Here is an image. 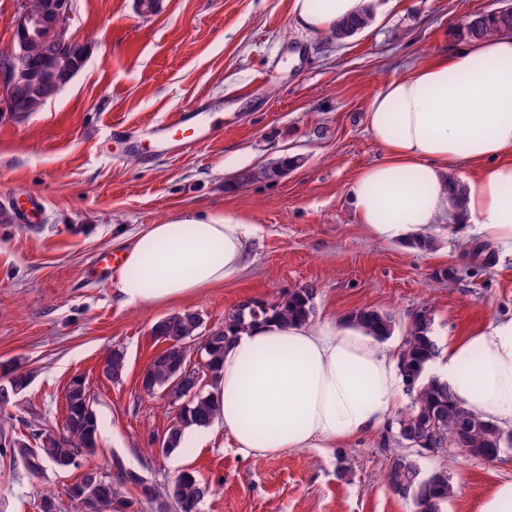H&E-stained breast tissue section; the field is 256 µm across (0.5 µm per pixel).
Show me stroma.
<instances>
[{
    "mask_svg": "<svg viewBox=\"0 0 512 512\" xmlns=\"http://www.w3.org/2000/svg\"><path fill=\"white\" fill-rule=\"evenodd\" d=\"M70 5L69 33L88 46L85 68L37 112L0 116V198L22 188L44 203L37 228L0 223V362L34 373L0 410V437L28 441L59 429L66 386L81 375L101 429L95 466L117 454L159 483L193 470L209 487L199 512H413L382 479L396 445L389 427L328 454L252 460L214 424L159 456L148 440L164 436L175 411L144 393L140 378L165 347L152 333L159 319L191 310L209 328L244 300L272 301L307 285L317 290L316 320L359 308L390 314L393 346L423 307L440 344L512 316V255L454 234L434 235L428 250L375 242L348 197L353 177L380 157L366 123L372 97L460 45L463 24L499 0H369L371 24L341 42L297 27L292 0H159L151 13L138 0ZM199 102L215 120L208 141L168 154L144 138L108 149L112 127L143 129ZM289 157L296 166L278 177L238 181ZM223 210L250 230L233 281L127 306L110 280L90 274L100 252H122L149 225ZM115 346L126 358L113 380L101 364ZM420 465L452 474L445 512H475L494 485L512 480V448L491 461L450 452ZM80 474L48 464L31 476L0 447V512H40L49 492L61 512H78L68 489Z\"/></svg>",
    "mask_w": 512,
    "mask_h": 512,
    "instance_id": "1",
    "label": "stroma"
}]
</instances>
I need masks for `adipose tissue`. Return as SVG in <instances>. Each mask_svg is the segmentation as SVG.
Here are the masks:
<instances>
[{"label": "adipose tissue", "instance_id": "1", "mask_svg": "<svg viewBox=\"0 0 512 512\" xmlns=\"http://www.w3.org/2000/svg\"><path fill=\"white\" fill-rule=\"evenodd\" d=\"M367 0H292L297 25L325 35ZM381 158L348 186L368 236L424 241L452 214L468 239L512 255V32L436 55L386 82L368 109ZM473 177L459 175V166ZM249 234L236 212L149 225L125 254L114 292L126 305L188 297L242 271ZM454 403L512 429V316L449 338L425 369ZM215 395L217 423L249 459L327 453L380 429L400 409L398 354L334 321L260 322L233 337Z\"/></svg>", "mask_w": 512, "mask_h": 512}]
</instances>
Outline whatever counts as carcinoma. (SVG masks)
<instances>
[{
    "instance_id": "carcinoma-1",
    "label": "carcinoma",
    "mask_w": 512,
    "mask_h": 512,
    "mask_svg": "<svg viewBox=\"0 0 512 512\" xmlns=\"http://www.w3.org/2000/svg\"><path fill=\"white\" fill-rule=\"evenodd\" d=\"M371 22L372 14L367 10L357 18L336 24L328 39L337 42L350 38ZM511 30L512 5L504 3L488 13L473 16L460 29V36L472 40L497 31ZM27 47V53L14 60L15 67L24 74L14 82L11 93L15 106L30 113L54 98L71 83V79L59 72L62 48L57 42L36 37L28 41ZM296 163L297 160L290 159L278 167L245 172L241 182L276 176ZM315 295L316 290L307 287L290 290L271 302L248 300L225 315L223 323L206 333L202 330L199 314L190 310L157 321L153 332L167 342V347L160 356L153 358L145 370L144 387L152 395H165L173 402L181 403V410L161 440H149V444L158 445L155 452L171 454L179 449L186 428H205L213 423L218 402L215 393H206L203 388L208 383L217 386L223 367L224 347L232 336L260 319L278 318L284 322L296 318L311 319L315 314ZM345 324L380 342L390 339L394 333L392 317L371 308L350 312L345 317ZM432 325V311L427 307L421 308L413 315L410 328L400 343L398 366L408 402L392 420L397 443L402 448L393 450L383 474L390 491L411 500L415 512H443L455 492L453 478L447 471L425 474L419 458L444 455L453 448L470 458L489 460L512 447V430L505 431L454 405L448 396L447 386L425 379V365L438 353ZM196 351L204 361V377L182 387L174 385L176 377L191 362L192 353ZM105 363L111 378H118L125 368L124 351L112 349ZM31 376L32 372L15 360L3 364L1 408L12 404L18 394L28 388ZM36 438L40 439L36 462L26 459L27 442H22L20 448L16 447L19 440L8 442L11 456L22 460L33 476L39 475L46 463L61 469L78 468L98 454L99 422L93 410V397L83 377L74 376L67 385L66 416L59 430L39 433ZM130 486L140 490L142 498L153 506V512H198L207 492V486L192 470H182L158 486L143 474L127 468L122 457L115 454L107 471L88 466L78 481L69 487L68 496L80 508L81 497L91 493L105 504L103 512H112L114 508L120 510L133 505L124 495Z\"/></svg>"
}]
</instances>
